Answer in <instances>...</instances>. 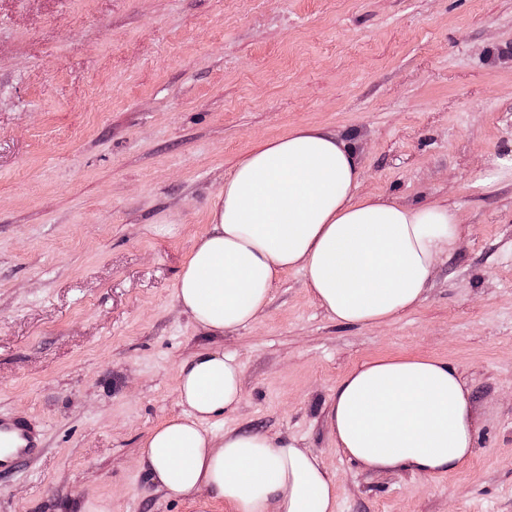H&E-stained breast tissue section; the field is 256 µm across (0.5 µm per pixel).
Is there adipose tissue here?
<instances>
[{"instance_id":"ef3b65f1","label":"adipose tissue","mask_w":512,"mask_h":512,"mask_svg":"<svg viewBox=\"0 0 512 512\" xmlns=\"http://www.w3.org/2000/svg\"><path fill=\"white\" fill-rule=\"evenodd\" d=\"M355 151L317 127L251 151L225 179L212 228L195 243L176 300L199 326L244 328L264 311L277 277L303 271L338 322L382 325L416 309L440 253L458 236L441 206L407 207L357 194ZM182 414L155 427L141 458L172 498L207 489L230 512H335L336 481L292 442L228 431L214 443L209 419L242 400L234 356L201 352L179 371ZM331 435L370 472L450 473L473 456L474 417L457 370L434 357H377L337 384Z\"/></svg>"}]
</instances>
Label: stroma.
Instances as JSON below:
<instances>
[{"label": "stroma", "mask_w": 512, "mask_h": 512, "mask_svg": "<svg viewBox=\"0 0 512 512\" xmlns=\"http://www.w3.org/2000/svg\"><path fill=\"white\" fill-rule=\"evenodd\" d=\"M301 126L354 146L359 196L448 207L459 239L384 327L336 322L291 270L253 325L203 329L175 290L215 198ZM203 351L242 368L215 441L319 455L335 512H512V0H0V413L44 433L0 512H230L138 463ZM423 355L467 385L473 457L362 471L331 436L337 384Z\"/></svg>", "instance_id": "stroma-1"}]
</instances>
